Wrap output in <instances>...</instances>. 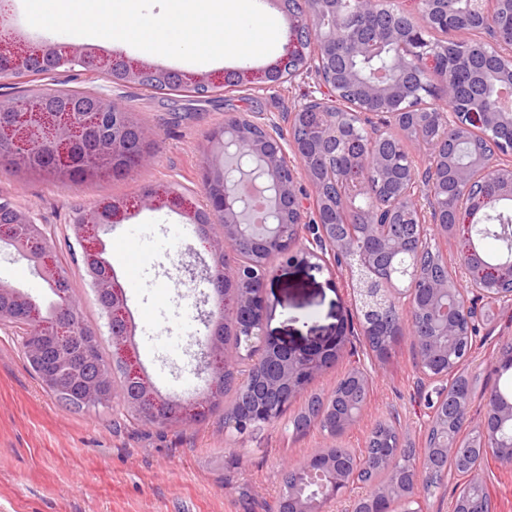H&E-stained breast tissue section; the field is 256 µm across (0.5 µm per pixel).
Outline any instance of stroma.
<instances>
[{
	"label": "stroma",
	"instance_id": "1",
	"mask_svg": "<svg viewBox=\"0 0 512 512\" xmlns=\"http://www.w3.org/2000/svg\"><path fill=\"white\" fill-rule=\"evenodd\" d=\"M8 25L36 44L91 47L181 73L256 69L267 63L263 57L191 63L88 36L48 32L27 23L22 0H12ZM37 86L46 92L93 88L125 105L154 133L148 161L109 181L64 183L14 170L0 158V200L31 211L47 226L81 311L99 327L105 321L89 279L82 264L70 261L71 254L82 251L70 230L76 212L135 197L149 185H169L202 197L208 138L227 114L279 123L315 88L308 77L263 90L161 94L78 67L38 79ZM127 237L137 264V275L130 280L114 264L113 241ZM101 238L104 257L113 262L125 291L137 360L155 389L166 397L206 393L207 379L197 371V341L207 334L205 320L216 296L205 279L208 254L195 226L176 212L142 208ZM265 295L269 309L264 331L286 346H313L357 319L351 281L342 269L331 273L273 264ZM510 341L512 308L496 319L468 366L478 385L495 386L497 377L488 365ZM418 377L412 341L402 338L390 365L374 372L363 413L343 437L346 445L363 449L375 423L394 416L416 448H423L428 390ZM320 440L315 430L302 437L293 434L282 420L241 436L225 432L220 413L186 425L159 426L136 419L116 402L74 411L32 376L19 337L0 329V512H274L285 467L308 457ZM483 480L492 512H512V465L488 456Z\"/></svg>",
	"mask_w": 512,
	"mask_h": 512
}]
</instances>
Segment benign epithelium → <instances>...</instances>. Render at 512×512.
<instances>
[{"instance_id":"1","label":"benign epithelium","mask_w":512,"mask_h":512,"mask_svg":"<svg viewBox=\"0 0 512 512\" xmlns=\"http://www.w3.org/2000/svg\"><path fill=\"white\" fill-rule=\"evenodd\" d=\"M285 5L289 25L282 53L261 69H239L211 74H185L155 68L126 57L100 56L92 51L59 43L31 46L22 41L0 40V77H47L63 67L76 66L109 80L152 85L178 82L207 93L228 92L242 86L267 89L308 75L315 78L320 96L288 113L290 130L298 138H284L275 124L259 123L248 115L231 114L224 126L209 137L203 162L204 199L175 190H146L138 204L154 210L167 208L190 224L223 225L218 237L208 238L212 264L209 284L217 295L232 288V307L200 347L204 370L211 381L223 375L224 320H232L253 364L264 369L265 390L286 406L307 394L308 386L344 354L349 337L339 333L316 346L295 349L263 336L268 304L263 295L270 268L238 264L232 274L215 275L211 269L227 260V252L274 254L286 264H304L318 270H348L359 308L377 315L360 324L361 335L378 333L396 339L408 334L415 318L438 337L435 347L416 356L421 378L435 383L428 398V429L434 445L452 454L458 448H479L512 463V447L493 438L495 423L512 426V399H483V413H472L470 394L448 397V370L440 361L453 355L456 365L472 357L480 326L491 323L498 309L512 306V227L503 224L496 234L505 251L486 256L481 236L473 232L491 210L512 209V110L488 108L485 98L473 94L487 73L496 84L512 86V23L500 21L512 13V0H465L459 11L448 0H419L423 21L416 22L391 0H305L302 10ZM437 32L453 39L431 40ZM386 49L395 50L386 78L369 79L354 66ZM442 77L439 89L428 80ZM432 101L427 102L424 97ZM95 111H55L39 94L19 106L0 102V144L51 159L50 170L92 169V157L120 158L129 151L125 132L130 113L110 98L95 95ZM420 141L427 163L420 168L405 145L389 143L386 128ZM483 147L463 159V144L475 139ZM356 177L351 199L363 205L354 211L367 215L368 230L360 239L336 233L348 223L346 203L336 199L326 175L336 172ZM322 176L307 196L300 176ZM249 178L267 194L270 221L250 222L249 203L237 187ZM456 200L455 213L448 199ZM131 207L83 209L71 224L83 255L91 259L87 276L95 293L109 299L104 314L112 342V358L139 381L137 397L122 396L120 405L140 416L178 411L184 404L163 398L141 374L131 354L134 332L128 324L127 299L102 257L100 231L128 218ZM451 240L455 246L453 269L445 276L420 279V267L400 264L404 289L385 288L399 254H421L431 242ZM0 251L26 262L62 305L70 304L63 270L45 236L43 225L30 211L0 202ZM22 325L21 344L27 360L41 368V383L57 387L59 372H76L71 353L73 332L62 325L57 310L47 309L32 295L0 281V327ZM55 349L50 365L44 364L43 344ZM395 343L387 345L385 359L372 358L371 367L353 374L357 386L372 382V370L392 357ZM110 375L82 382V403L111 400ZM255 418L225 423L239 435L258 428ZM325 444L309 460L319 464V492L288 499L285 512H328L339 495H348L357 482L338 472L324 453Z\"/></svg>"}]
</instances>
